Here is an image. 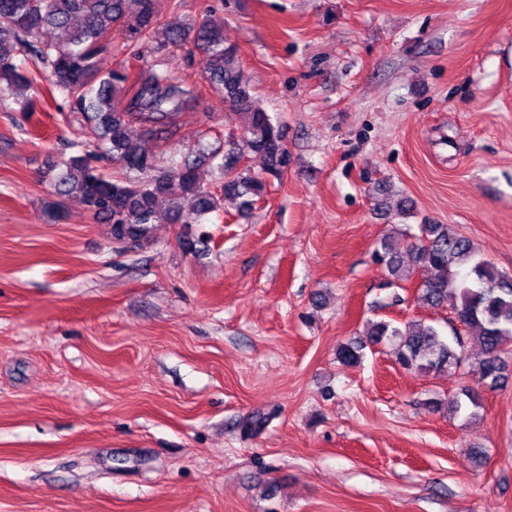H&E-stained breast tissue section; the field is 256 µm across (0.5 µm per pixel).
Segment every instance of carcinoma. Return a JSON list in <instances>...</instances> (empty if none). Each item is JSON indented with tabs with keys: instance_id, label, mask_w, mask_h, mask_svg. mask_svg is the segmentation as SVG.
<instances>
[{
	"instance_id": "obj_1",
	"label": "carcinoma",
	"mask_w": 512,
	"mask_h": 512,
	"mask_svg": "<svg viewBox=\"0 0 512 512\" xmlns=\"http://www.w3.org/2000/svg\"><path fill=\"white\" fill-rule=\"evenodd\" d=\"M117 30L128 34L123 51L134 58L167 46L189 55L202 53L204 78L239 119L241 139L230 136L222 147L202 143L195 156L167 163L148 152L143 139H163L179 115L194 108L197 91L166 58L133 79L122 69L101 74L97 57ZM20 56L41 66L39 74L49 81L50 95H60L91 126L95 138L82 154L54 163L56 211L74 200L111 225L116 241L147 242L155 224H200L226 202L247 213L266 193V181L242 166L245 155L261 156L265 173L276 178L291 163L284 125L261 106L239 65L237 49L224 45L223 26L208 17L190 29L160 17L154 0H0V94L17 98L26 89H37L36 79L17 64ZM133 120L144 127L139 138L126 133ZM221 153L224 185L214 193L205 186L200 166ZM105 156L127 176L100 168ZM165 198L174 205L160 207ZM414 238L409 261L386 241L380 261L401 281L409 280L415 269L429 270L417 299L448 307L461 327L453 326L452 335L443 336L421 321L402 328L379 321L369 323L366 336L373 344L392 343L402 369L441 375L460 368L459 349L476 326L480 334L473 340L481 351L478 367L484 385L493 390L507 386L512 379V274L477 257L470 240L451 224H420ZM362 350L360 342L343 343L338 359L358 364ZM446 406L455 415L474 416L480 396L464 386Z\"/></svg>"
}]
</instances>
